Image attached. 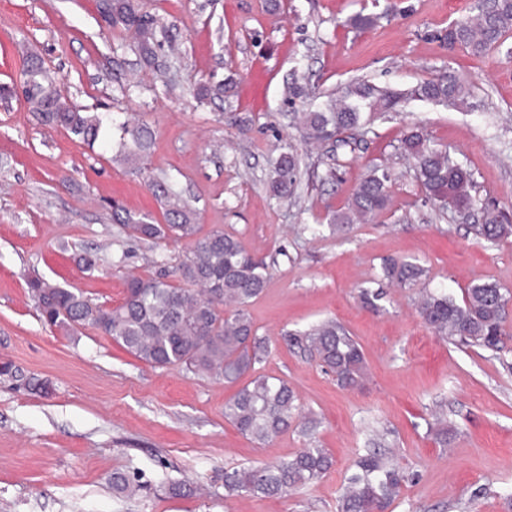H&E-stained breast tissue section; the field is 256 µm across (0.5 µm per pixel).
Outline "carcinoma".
I'll list each match as a JSON object with an SVG mask.
<instances>
[{
  "instance_id": "carcinoma-1",
  "label": "carcinoma",
  "mask_w": 512,
  "mask_h": 512,
  "mask_svg": "<svg viewBox=\"0 0 512 512\" xmlns=\"http://www.w3.org/2000/svg\"><path fill=\"white\" fill-rule=\"evenodd\" d=\"M107 19L114 28L132 33L143 61L161 70L158 60L161 37L167 26L141 12L138 0H112ZM512 37V0L478 3L474 13L448 25L442 39L475 56L507 47ZM234 90L228 77L215 84H202L198 96L220 97ZM23 96L44 126L62 128L92 146L100 140L109 117L88 112L63 98L41 58L31 53L24 70ZM469 91L453 72L423 79L404 88L376 86L354 81L319 111L303 112L299 118L303 142L324 147L330 143L348 146L369 132L377 113L398 112L412 101H425L461 108ZM120 136L114 159L134 167L145 160L153 142L150 127L140 121L119 124ZM396 151L413 169L421 192L438 210L471 214L478 223L471 229L482 240L498 243L512 238V219L494 206H478L473 195L471 171L448 148L433 144L418 127L399 140ZM300 158L294 145L281 147L269 181L272 196L288 200L295 196ZM391 166L373 163L360 180L347 205L327 214L333 230L340 234L354 224L375 222L391 210ZM164 223L135 216L119 205L112 206V222L144 242L193 240L180 265L186 286H176L164 274L126 283L124 300L105 308L92 299L35 277L29 290L44 321L64 332L78 326L98 329L130 354L157 368L178 366L187 373L237 383L236 393L224 403V417L251 440L264 444L288 430L297 416V396L288 382L257 373L267 353L266 338L258 335L247 307L266 288L268 265L253 257L243 242L222 230L198 236L196 210L176 190L168 176L149 180ZM382 275L392 284L425 283L427 269L400 258L383 263ZM512 293L495 281H480L467 288L462 302L443 288L423 289L417 312L437 336L457 345L500 349L506 337L504 325ZM288 345L318 357L337 385L359 384L366 363L359 343L333 318L322 319L304 330L286 333ZM384 434L376 433L373 447L358 456L354 470L343 485L336 512H390L404 485L413 474L381 450ZM330 453L315 444L301 449L285 461L235 468L224 472V497L282 496L305 486L328 472Z\"/></svg>"
}]
</instances>
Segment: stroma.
Masks as SVG:
<instances>
[{
	"label": "stroma",
	"instance_id": "stroma-1",
	"mask_svg": "<svg viewBox=\"0 0 512 512\" xmlns=\"http://www.w3.org/2000/svg\"><path fill=\"white\" fill-rule=\"evenodd\" d=\"M170 24L175 51L160 72L140 61L96 0H0V512H336L345 476L372 429L414 479L393 512H512V315L501 351L435 336L415 307L416 289L384 280L383 260L415 259L427 287L462 297L485 279L512 290V242L476 238L466 217L426 202L394 148L411 127L454 151L474 174L482 201L512 211V56L449 50L441 35L476 0H139ZM376 15L365 29L356 14ZM37 52L70 101L114 122L136 118L154 145L136 172L112 158V138L87 147L44 126L22 95L27 51ZM455 72L472 86L474 108L415 101L379 115L338 177L322 182L327 156L301 142L298 115L338 96L353 80L403 88ZM233 77L231 96L199 100L200 84ZM311 90L290 99L287 86ZM251 117L240 131L239 117ZM301 154L294 202L273 198L268 177L283 142ZM391 159L394 206L375 224L343 236L325 223L342 208L369 164ZM166 174L197 211L202 232L237 235L269 266L249 307L269 340L265 375L288 381L301 421L260 446L224 418L234 385L155 368L99 330L63 334L39 318L28 281L40 276L114 307L126 281L166 273L180 284L187 241L158 244L124 234L112 206L161 218L146 178ZM95 260L83 271L81 257ZM380 293L375 305L361 290ZM324 318L359 342L367 377L336 385L318 362L290 349L283 331ZM45 381L29 390L27 377ZM448 422V442L431 429ZM333 467L285 496H224V473L287 459L309 439ZM138 475L127 497L112 475ZM183 485L170 495L166 480Z\"/></svg>",
	"mask_w": 512,
	"mask_h": 512
}]
</instances>
